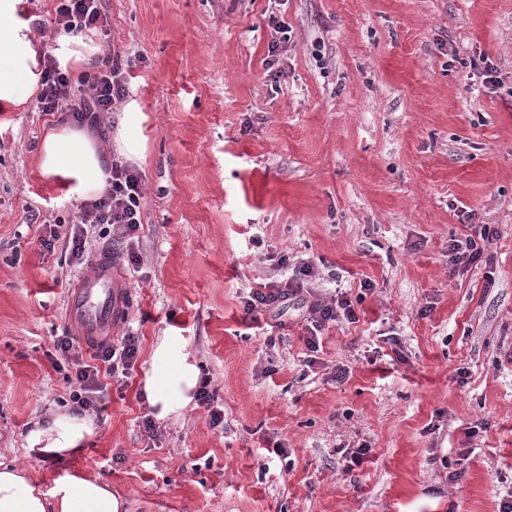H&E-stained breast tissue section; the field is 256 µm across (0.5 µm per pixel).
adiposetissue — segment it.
Wrapping results in <instances>:
<instances>
[{"label": "adipose tissue", "instance_id": "adipose-tissue-1", "mask_svg": "<svg viewBox=\"0 0 512 512\" xmlns=\"http://www.w3.org/2000/svg\"><path fill=\"white\" fill-rule=\"evenodd\" d=\"M18 0H0V111L22 108L36 92L39 75L29 27L15 18ZM112 162L87 128L65 125L50 132L38 150L43 176L57 179L69 194L86 197L102 189ZM154 361L169 363L167 372L146 373L144 391L158 417L179 413L191 401L197 381L191 364L174 359L169 341L154 351ZM93 432L87 419L64 414L28 436L31 449L60 457L79 451ZM0 512H128L127 501L100 479L83 474L57 478L43 493L22 471L0 468Z\"/></svg>", "mask_w": 512, "mask_h": 512}]
</instances>
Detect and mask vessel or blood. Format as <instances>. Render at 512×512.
I'll use <instances>...</instances> for the list:
<instances>
[{
  "instance_id": "obj_1",
  "label": "vessel or blood",
  "mask_w": 512,
  "mask_h": 512,
  "mask_svg": "<svg viewBox=\"0 0 512 512\" xmlns=\"http://www.w3.org/2000/svg\"><path fill=\"white\" fill-rule=\"evenodd\" d=\"M122 281L110 258L96 260L92 273L83 278L70 297L68 318L81 334L94 342L112 333L122 309Z\"/></svg>"
}]
</instances>
